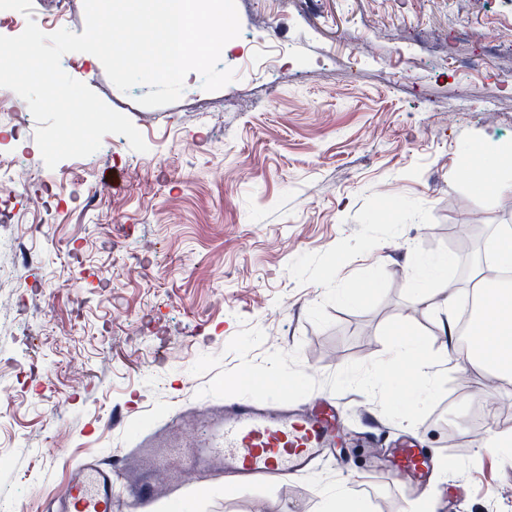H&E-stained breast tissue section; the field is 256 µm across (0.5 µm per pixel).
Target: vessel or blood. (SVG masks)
I'll return each instance as SVG.
<instances>
[{
    "instance_id": "1",
    "label": "vessel or blood",
    "mask_w": 512,
    "mask_h": 512,
    "mask_svg": "<svg viewBox=\"0 0 512 512\" xmlns=\"http://www.w3.org/2000/svg\"><path fill=\"white\" fill-rule=\"evenodd\" d=\"M173 423L184 438L159 429L111 459H82L46 512H112L121 490L129 512H149L161 487L179 489L192 475H230L245 483L293 479L335 464L342 440L340 415L329 404L300 412L275 402L240 401L184 413ZM389 466L421 487L437 476L434 452L411 441L394 445Z\"/></svg>"
}]
</instances>
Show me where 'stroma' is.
<instances>
[{
    "instance_id": "stroma-1",
    "label": "stroma",
    "mask_w": 512,
    "mask_h": 512,
    "mask_svg": "<svg viewBox=\"0 0 512 512\" xmlns=\"http://www.w3.org/2000/svg\"><path fill=\"white\" fill-rule=\"evenodd\" d=\"M61 25L12 12L0 35L27 21L50 34L85 28L83 0ZM241 32L221 54L234 81L208 92L186 82L159 107L120 91L102 64L68 53L62 69L130 118L147 152L106 135L94 154L47 168L27 103L0 112V153L24 152L32 192L0 203V299L25 304L0 321V512H41L83 457H109L169 416L215 405L200 396L212 373L203 355L233 370L273 351H299L323 380L347 363L384 356L380 330L401 318L424 329L450 380L449 408L484 414L488 390L506 420L479 433L512 432V385L456 367L458 307L417 301L420 259L452 255L446 284L464 286L485 263L497 224L512 225V193L476 192L482 177L458 166L473 143H512V0H236ZM287 68L265 78L249 58L262 28ZM492 40L477 39L479 31ZM42 233H32V225ZM368 288L367 300L354 298ZM264 342L247 357L227 351L241 327ZM414 434L448 460L428 487L405 491L370 467L371 444L348 448L349 472L325 468L297 480L213 479L158 500L152 512H320L324 491L347 488L370 512H512V450L463 438L448 424L388 422L389 444Z\"/></svg>"
}]
</instances>
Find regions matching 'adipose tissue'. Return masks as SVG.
Here are the masks:
<instances>
[{"instance_id":"1","label":"adipose tissue","mask_w":512,"mask_h":512,"mask_svg":"<svg viewBox=\"0 0 512 512\" xmlns=\"http://www.w3.org/2000/svg\"><path fill=\"white\" fill-rule=\"evenodd\" d=\"M472 288L483 300L474 316L466 364L481 366L506 383H512V281L496 286L482 270L472 275Z\"/></svg>"}]
</instances>
